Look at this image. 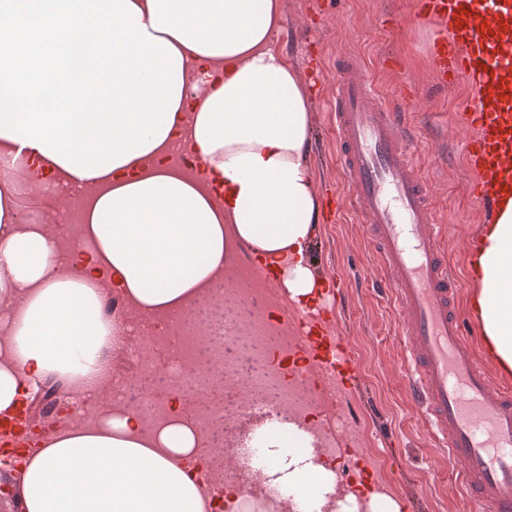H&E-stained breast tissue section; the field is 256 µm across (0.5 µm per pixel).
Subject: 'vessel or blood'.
Returning <instances> with one entry per match:
<instances>
[{
    "label": "vessel or blood",
    "instance_id": "vessel-or-blood-1",
    "mask_svg": "<svg viewBox=\"0 0 512 512\" xmlns=\"http://www.w3.org/2000/svg\"><path fill=\"white\" fill-rule=\"evenodd\" d=\"M438 37L453 50H439L433 72L455 73L474 90L477 104L457 124L471 131L468 154L476 197L493 220L504 182L512 180V135L503 121L508 105L500 89L512 71V0H426ZM335 121L350 195L364 216L396 300L406 314L404 334L413 383L432 428L448 450L449 463H463L464 488L476 512H512V395L500 391L474 359L469 327L454 313L460 283L448 270L430 231L426 178L413 164L410 129L385 106L357 62H346L336 80ZM292 325L311 359L303 373L329 375L344 385L356 354L340 338L316 335L314 317Z\"/></svg>",
    "mask_w": 512,
    "mask_h": 512
}]
</instances>
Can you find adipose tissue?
<instances>
[{"instance_id": "adipose-tissue-1", "label": "adipose tissue", "mask_w": 512, "mask_h": 512, "mask_svg": "<svg viewBox=\"0 0 512 512\" xmlns=\"http://www.w3.org/2000/svg\"><path fill=\"white\" fill-rule=\"evenodd\" d=\"M152 36L183 58L185 88L161 144L101 173L79 176L38 149L0 136V159L20 158L27 176L81 183L91 197L79 246L60 250L43 225L20 220L0 186V303L13 307L0 351V428H12L30 392L52 378L98 393L119 339L101 290L120 288L148 316L185 309L223 274L232 243L247 244L290 299L315 302L326 286L308 259L320 203L306 152L312 113L305 82L273 45L283 0H132ZM185 141L203 168L184 172ZM476 289L468 301L483 346L512 381V187L469 253ZM315 415L265 424L268 489L292 512H346L373 487L333 498L334 464L316 453ZM199 427L176 413L154 429L109 407L77 409L24 449L16 512H242L232 485L214 495L198 459Z\"/></svg>"}]
</instances>
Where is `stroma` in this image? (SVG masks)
<instances>
[{"mask_svg": "<svg viewBox=\"0 0 512 512\" xmlns=\"http://www.w3.org/2000/svg\"><path fill=\"white\" fill-rule=\"evenodd\" d=\"M415 0H285L286 20L276 46L313 89V131L307 153L324 212L317 226L313 263L322 278L344 286L330 335L344 337L359 367L345 388L321 389L318 425L335 441L336 482L370 478L404 512H464L467 496L457 471L444 460L410 386L398 302L367 226L352 206L336 154L331 89L336 62L356 57L382 100L414 130V164L430 187L439 239L455 272L466 268L469 241L484 215L469 191L473 172L463 159L467 138L452 116L470 102L462 85L435 84L432 47L416 22ZM242 391L234 383L211 385L182 401L190 420L227 404Z\"/></svg>", "mask_w": 512, "mask_h": 512, "instance_id": "35a3bbf8", "label": "stroma"}]
</instances>
